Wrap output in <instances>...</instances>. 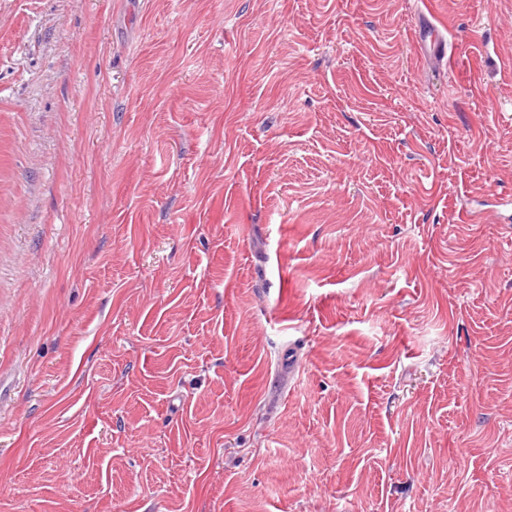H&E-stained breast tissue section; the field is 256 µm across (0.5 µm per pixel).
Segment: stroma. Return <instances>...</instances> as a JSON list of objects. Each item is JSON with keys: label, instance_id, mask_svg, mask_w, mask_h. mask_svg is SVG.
Instances as JSON below:
<instances>
[{"label": "stroma", "instance_id": "obj_1", "mask_svg": "<svg viewBox=\"0 0 512 512\" xmlns=\"http://www.w3.org/2000/svg\"><path fill=\"white\" fill-rule=\"evenodd\" d=\"M428 7L0 0V512H512V0ZM428 14L433 21L426 16L420 18L415 28V34L424 65L433 67L441 64L445 58L447 59L446 39L443 31L435 23L432 14Z\"/></svg>", "mask_w": 512, "mask_h": 512}]
</instances>
